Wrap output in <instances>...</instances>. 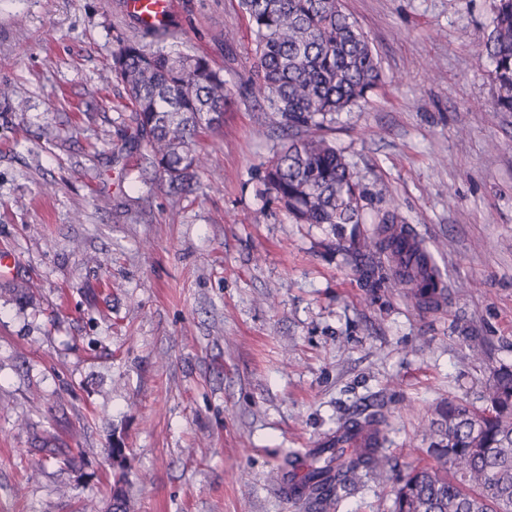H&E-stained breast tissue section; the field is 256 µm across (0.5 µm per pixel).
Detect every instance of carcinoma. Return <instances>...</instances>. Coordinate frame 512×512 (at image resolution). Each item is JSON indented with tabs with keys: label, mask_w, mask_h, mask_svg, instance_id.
<instances>
[{
	"label": "carcinoma",
	"mask_w": 512,
	"mask_h": 512,
	"mask_svg": "<svg viewBox=\"0 0 512 512\" xmlns=\"http://www.w3.org/2000/svg\"><path fill=\"white\" fill-rule=\"evenodd\" d=\"M240 8L254 35L251 92L295 132L268 161L265 191L298 224L362 223L366 195L345 156L328 139L301 133L335 122L374 89L380 71L367 36L343 0H240ZM175 27L135 29L113 55L111 76L129 99L134 143L146 149L170 191L182 195L193 190L198 134L223 125L228 95L224 76L206 58L166 47ZM485 51L495 106L512 112V0H498ZM402 228L388 212L360 248L409 247L414 261L399 260L393 273L412 296L434 303L440 292L433 259L419 244L407 245ZM484 399L481 410L452 401L438 410L426 431L433 463L407 474L394 490L393 512H512V368L496 371ZM384 422V414L371 412L341 424L368 444L318 449L302 477L306 504L330 501L391 467L382 448Z\"/></svg>",
	"instance_id": "carcinoma-1"
}]
</instances>
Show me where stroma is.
Listing matches in <instances>:
<instances>
[{
	"mask_svg": "<svg viewBox=\"0 0 512 512\" xmlns=\"http://www.w3.org/2000/svg\"><path fill=\"white\" fill-rule=\"evenodd\" d=\"M115 3L0 0V512H106L116 439L127 512H315L271 470L377 404L393 470L316 512H391L431 461L436 406H481L512 367V112L483 52L497 0H343L381 79L323 131L367 193L362 223L336 227L263 191L291 134L250 93L238 0H178L179 50L228 89L194 191L123 150L125 91L103 79ZM388 211L431 254L439 304L356 249ZM45 431L77 462L37 451Z\"/></svg>",
	"mask_w": 512,
	"mask_h": 512,
	"instance_id": "35a3bbf8",
	"label": "stroma"
}]
</instances>
